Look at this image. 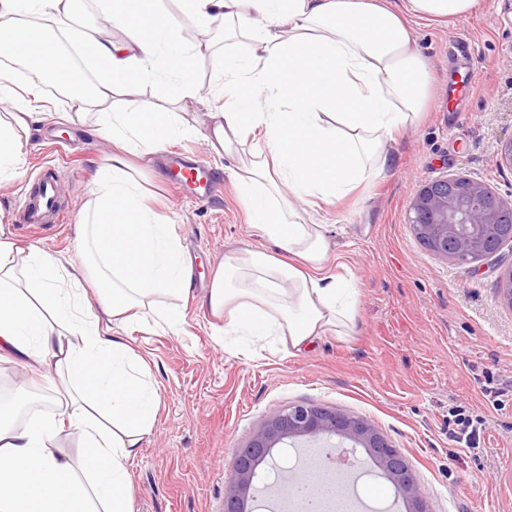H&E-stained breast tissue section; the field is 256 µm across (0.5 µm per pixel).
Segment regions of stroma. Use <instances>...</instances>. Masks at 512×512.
<instances>
[{"label": "stroma", "mask_w": 512, "mask_h": 512, "mask_svg": "<svg viewBox=\"0 0 512 512\" xmlns=\"http://www.w3.org/2000/svg\"><path fill=\"white\" fill-rule=\"evenodd\" d=\"M412 29L432 69L428 111L397 137L392 167L367 193L316 214L328 227V272L357 285L351 335L327 334L298 355L225 347L200 297L229 246L257 244L237 193L226 181L201 202L168 182L159 153L132 158L150 205L170 217L195 267L180 335L151 323L123 331L159 390L154 429L129 463L132 512H224L236 451L271 410L297 404L372 422L406 457L429 512H512V308L498 293L512 262L488 259L476 269L448 261L426 249L408 222L421 184L445 177L483 182L512 202V170L496 163L500 145L512 140V0H486L478 15L449 24L416 20ZM459 38L474 44L473 62L453 55L450 43ZM43 96L52 118L33 129L20 178L0 183V222L22 242L70 255L75 220L112 145L95 115L75 116L69 96L52 88ZM223 103L185 100L181 109L197 133L165 151L223 174V158L202 136L209 109ZM49 168L74 222L19 223V198ZM490 388L498 402H490ZM51 393L44 380L0 362V400L16 403L17 424L52 413ZM458 406L483 421L477 448L455 437ZM302 446L290 440L274 449L276 464L264 466L249 512H267V491L282 470H297Z\"/></svg>", "instance_id": "1"}]
</instances>
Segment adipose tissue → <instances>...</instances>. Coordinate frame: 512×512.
Returning a JSON list of instances; mask_svg holds the SVG:
<instances>
[{"label":"adipose tissue","instance_id":"obj_1","mask_svg":"<svg viewBox=\"0 0 512 512\" xmlns=\"http://www.w3.org/2000/svg\"><path fill=\"white\" fill-rule=\"evenodd\" d=\"M76 0H0V56L34 78H0V181L15 178L43 86L79 83L62 49ZM200 37L182 42L158 0H101L123 37L83 30L98 76L72 95L77 114L97 109L112 141L111 165L93 180L75 255L59 257L14 240L0 224V360L40 371L57 392L56 412L16 426L0 407V512H131L127 467L151 433L157 388L131 346L112 335L130 322L179 333L182 311L156 297L190 293L192 264L169 217L145 205L129 158L189 134L174 112L146 102L113 107L119 91L150 80L171 103L198 99V62L209 61L223 106L211 109L205 140L226 161L258 248L233 247L201 299L223 318L216 335H241L295 355L332 329L354 326L353 281L329 275L325 225L302 204H339L392 163L394 133L415 124L431 73L411 33L416 19L454 21L485 0H176ZM243 39L244 61L220 55L210 38ZM96 275L88 299L82 286ZM76 435L84 459L59 446Z\"/></svg>","mask_w":512,"mask_h":512}]
</instances>
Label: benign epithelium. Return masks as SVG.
<instances>
[{"label": "benign epithelium", "instance_id": "obj_1", "mask_svg": "<svg viewBox=\"0 0 512 512\" xmlns=\"http://www.w3.org/2000/svg\"><path fill=\"white\" fill-rule=\"evenodd\" d=\"M409 224L434 254L460 264L479 263L512 252V204L484 184L459 185L454 178L421 185L410 205ZM340 437L362 448L393 482L408 512H428L426 494L404 455L371 422L313 404L274 409L246 446L237 450L233 474L224 487V512H246L260 463L286 439L317 443Z\"/></svg>", "mask_w": 512, "mask_h": 512}]
</instances>
